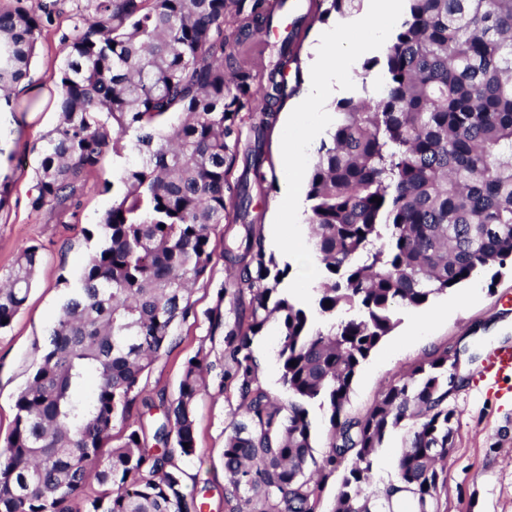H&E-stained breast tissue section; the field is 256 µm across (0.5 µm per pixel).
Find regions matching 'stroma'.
Instances as JSON below:
<instances>
[{
	"label": "stroma",
	"mask_w": 512,
	"mask_h": 512,
	"mask_svg": "<svg viewBox=\"0 0 512 512\" xmlns=\"http://www.w3.org/2000/svg\"><path fill=\"white\" fill-rule=\"evenodd\" d=\"M77 6V0H58L51 22L38 36L28 78L30 95L36 100L33 109L0 112V184L8 186V201L0 207V279L8 274L22 247L34 244L43 254L36 284L23 309L0 333V444L13 428L16 396L38 363L68 293L64 282L80 272L91 247L87 233L112 203L103 184L111 180L117 163L108 154L100 170L87 179L75 216L47 209L36 212L30 206L38 149L59 118V90L52 76L62 64V38L72 30ZM402 21L399 15L383 20L385 40L363 51L359 45L368 35L349 26L347 18L334 14L323 21L313 20L300 43L297 63L288 68L290 85H305L312 50L318 36L327 31L335 32L343 49L353 55L336 98L326 99L319 110L305 108L299 92L285 100L281 110L293 113L294 120L288 125L276 123L271 131L267 146L271 163L264 168L267 191L253 199L254 208L264 215L260 231L265 245L279 265L288 266L284 286L300 303L312 302L314 288L324 274L319 271L306 277L296 253L280 243L287 234L299 239L309 235L307 224L289 226L278 221L289 195L307 192L306 180L295 181L285 174L284 147L289 139L310 130L317 140L326 139L335 119V99L355 96L362 85L380 81V68H367L366 63L384 56L388 39L395 37ZM396 317V328L361 365L345 414L359 417L367 413L385 390L433 350H445L454 357L470 354L471 367L449 401L455 410V433L447 461V512H512V398H496L481 380L490 352L505 345L512 347V268H503L496 277L488 271L479 273L424 306L400 308ZM277 339L278 325L269 322L252 349L259 363L260 384L283 402L287 395L279 382ZM200 351L214 364H222L224 332L211 330L202 316L183 325L176 346L144 372L140 382L143 395L168 401L176 398L184 362ZM240 413L236 389L209 379L196 406L197 455L184 466L188 488L207 501L205 512H224V436Z\"/></svg>",
	"instance_id": "obj_1"
}]
</instances>
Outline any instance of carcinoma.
<instances>
[{
  "label": "carcinoma",
  "mask_w": 512,
  "mask_h": 512,
  "mask_svg": "<svg viewBox=\"0 0 512 512\" xmlns=\"http://www.w3.org/2000/svg\"><path fill=\"white\" fill-rule=\"evenodd\" d=\"M24 2L0 11V107L11 112L52 13ZM312 2L324 20L361 0ZM84 9L51 76L60 118L40 149L31 207L73 213L106 153L124 163L103 183L112 205L96 224L99 242L17 395L0 453V512H73L78 499L83 512H202L181 462L197 453L195 408L212 364L200 352L189 358L168 404L142 396L139 384L197 318L191 285L217 257L233 279L205 315L215 330L226 325L224 303L238 311L221 382L243 408L224 438L227 512H316L322 481L341 466L333 512H444L455 416L448 351L429 354L365 415L342 411L397 309L512 264V0H409L383 60L373 61L376 96L364 85L358 99L335 105L306 193L327 272L313 312L281 288L289 266L267 251L262 216L251 210V185L266 182L269 104L287 90L280 63L258 71L245 60L254 34L273 24L266 0H85ZM242 112L251 120L244 143ZM173 113L180 121L171 126ZM230 223L239 232L219 251L212 230ZM41 260V247H25L0 284V332L27 301ZM352 309L357 316L336 319ZM315 313L330 323L316 326ZM272 319L286 404L259 383L252 350ZM316 402L330 412L320 463L308 411ZM398 429L409 438L395 479L370 494L376 455ZM91 477L94 495L85 493Z\"/></svg>",
  "instance_id": "1"
}]
</instances>
